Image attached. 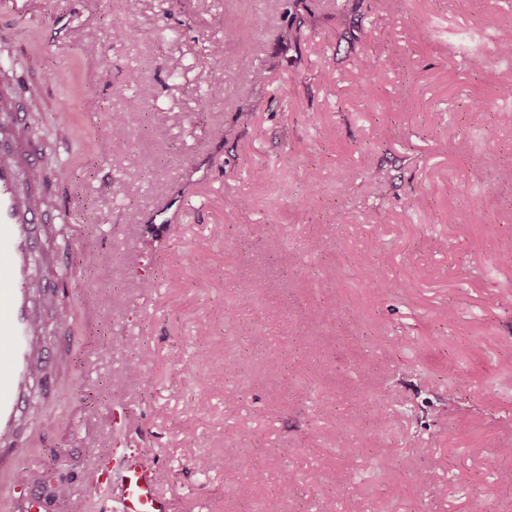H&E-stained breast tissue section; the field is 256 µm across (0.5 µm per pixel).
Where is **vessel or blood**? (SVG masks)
Returning <instances> with one entry per match:
<instances>
[{"label": "vessel or blood", "mask_w": 512, "mask_h": 512, "mask_svg": "<svg viewBox=\"0 0 512 512\" xmlns=\"http://www.w3.org/2000/svg\"><path fill=\"white\" fill-rule=\"evenodd\" d=\"M0 112L8 117L11 128L0 139V443L7 445L0 450V472L11 473L18 449L10 439L33 402L34 266L51 216L36 200L33 179L49 160L24 137L25 113L15 105L12 86L0 87ZM119 466L120 482H113L107 471L92 476L93 482L111 488L102 504L104 512H169V503L158 491V470L153 464L127 453L120 457Z\"/></svg>", "instance_id": "b4317fda"}]
</instances>
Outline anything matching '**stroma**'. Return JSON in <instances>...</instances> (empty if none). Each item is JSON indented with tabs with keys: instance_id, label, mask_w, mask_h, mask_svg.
Returning a JSON list of instances; mask_svg holds the SVG:
<instances>
[{
	"instance_id": "stroma-1",
	"label": "stroma",
	"mask_w": 512,
	"mask_h": 512,
	"mask_svg": "<svg viewBox=\"0 0 512 512\" xmlns=\"http://www.w3.org/2000/svg\"><path fill=\"white\" fill-rule=\"evenodd\" d=\"M304 2L295 38L282 0H0V59L43 58L14 84L42 151L67 135L46 190L70 313L0 512L33 487L44 512L62 487L98 512L87 480L126 452L171 512H512V268L492 260L512 243V0ZM228 15L264 86L211 68ZM354 400L369 419L340 449Z\"/></svg>"
}]
</instances>
